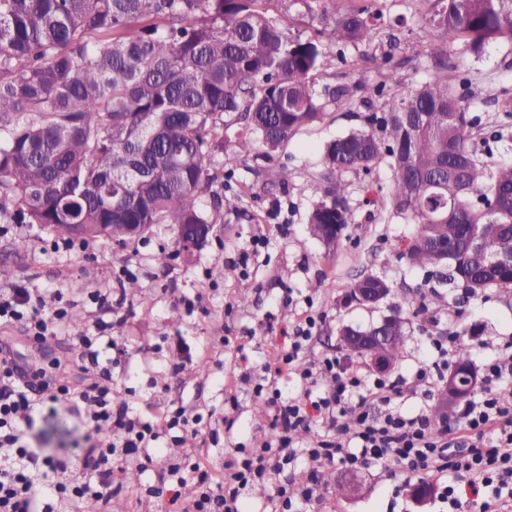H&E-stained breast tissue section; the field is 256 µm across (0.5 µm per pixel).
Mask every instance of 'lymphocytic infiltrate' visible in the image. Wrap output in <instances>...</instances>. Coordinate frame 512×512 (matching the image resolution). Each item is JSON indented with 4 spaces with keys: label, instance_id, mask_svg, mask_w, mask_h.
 I'll use <instances>...</instances> for the list:
<instances>
[{
    "label": "lymphocytic infiltrate",
    "instance_id": "lymphocytic-infiltrate-1",
    "mask_svg": "<svg viewBox=\"0 0 512 512\" xmlns=\"http://www.w3.org/2000/svg\"><path fill=\"white\" fill-rule=\"evenodd\" d=\"M30 301L28 289L1 288L0 319L24 322L31 340L47 343L56 337L62 314L43 312ZM315 327V317L301 312L281 328L280 345L265 356L254 394L273 409L270 441L248 457L226 461L219 482L201 462L191 463V481L172 466L170 479L152 492L164 512H239L244 495L258 484L274 490L271 512H309L323 503L320 470L363 464L395 467L410 479H441L439 499L448 512H461L466 505L475 512H512V391L500 387L512 377V363H486L483 394L461 407L451 436L434 428L426 415L408 418L392 407L400 382L356 366L341 368L334 358L318 367L304 363ZM95 342L92 336L78 339L85 380L79 388L41 363L18 365L0 343V447L12 451L0 459V512H55V501L87 496L109 502L113 463L131 470L148 457L157 436L121 395ZM283 376L299 381L298 395L277 396ZM61 401L82 415L87 428V447L75 468L31 448L18 435L20 426H33L43 407ZM314 426L318 434L300 442V433ZM297 466L310 478L296 487L285 482L284 474Z\"/></svg>",
    "mask_w": 512,
    "mask_h": 512
}]
</instances>
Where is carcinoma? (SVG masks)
I'll use <instances>...</instances> for the list:
<instances>
[{
    "label": "carcinoma",
    "instance_id": "obj_1",
    "mask_svg": "<svg viewBox=\"0 0 512 512\" xmlns=\"http://www.w3.org/2000/svg\"><path fill=\"white\" fill-rule=\"evenodd\" d=\"M270 0H0V220L65 233L106 224L125 245L127 225L219 224L241 197L224 193L240 161L277 150L323 118L315 78L325 44L371 47L383 9L323 4L304 36L271 16ZM430 8L422 28L431 77L382 104L384 116L328 142L327 186L308 216L329 251L351 220L346 173L393 171L392 214L414 226L405 265L474 296L512 287V124L480 137L477 102L448 79L449 49L474 55L512 41V0H409ZM352 111L349 86L329 92ZM380 122L383 138L372 130ZM225 156L221 168L215 156ZM499 156L490 165L484 157ZM210 193L209 205L202 201ZM478 195L483 205L471 202ZM357 288H392L368 275ZM393 363L404 321L387 324ZM471 348L453 374L463 400Z\"/></svg>",
    "mask_w": 512,
    "mask_h": 512
}]
</instances>
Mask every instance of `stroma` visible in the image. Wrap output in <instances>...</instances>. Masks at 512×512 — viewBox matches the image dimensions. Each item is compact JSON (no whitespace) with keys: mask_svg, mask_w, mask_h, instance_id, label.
I'll list each match as a JSON object with an SVG mask.
<instances>
[{"mask_svg":"<svg viewBox=\"0 0 512 512\" xmlns=\"http://www.w3.org/2000/svg\"><path fill=\"white\" fill-rule=\"evenodd\" d=\"M357 55L351 47H327L316 90L348 85L361 100L379 85L381 95L369 97L378 105L395 92L384 81L389 71H397L409 88L430 74L415 26L403 32L392 62L379 59L359 65ZM451 57L460 72L454 81L457 93L474 96L482 127L495 129L503 115L493 99L512 95V42L490 44L478 57L457 45ZM359 123L354 113L331 107L322 122L300 130L278 152L277 162L287 172L282 184L267 180L263 157L240 162L225 184L226 190L241 194L238 210L225 212L216 237L189 263L178 258L164 266L156 262L158 253L174 249L169 224L157 225L146 237L124 246L101 239L69 248L65 235L32 224L0 222V267L10 271L9 277H0V288H28L42 298L45 311L67 312L57 337L44 345H35L19 323L0 326V340L11 345L22 363L57 359L70 365L68 380L78 386L83 382L74 367L78 334L111 336L117 343L108 352L114 360L112 373L121 378L127 400L152 422L158 435L142 471L113 469L112 482L120 490L110 503L97 504V512H159L158 503L140 492L160 484L180 453L203 457L218 476L234 447L248 449L268 440L271 418L252 395L253 381L261 374L258 362L266 353V326L290 319L287 298L314 302L317 329L307 360L317 363L331 356L347 366L354 358L340 348L339 329L366 327L398 314L405 297L422 282L423 273L408 270L400 258L413 227L389 209L388 168L367 176L349 175L352 219L336 250L327 251L307 231L308 214L325 187L323 148ZM254 236L266 239V247L240 259V249ZM370 274L391 281L389 298L376 309L344 305L348 285ZM131 281L137 284L133 293L127 288ZM425 305L406 325L404 357L388 373L389 379H405L409 386L398 399L409 417L440 408L447 370L430 374L424 382L415 378L422 363L432 359L433 340L451 351L459 343L471 344L479 367L489 359L512 356V288H492L468 298L461 289L439 285ZM175 307L181 312L176 324L169 320ZM75 312L82 314L81 323L73 322ZM240 344L249 363L236 354ZM178 408L202 415L216 436L174 445L173 432L160 415ZM58 425L65 427V434H55ZM84 433L80 418L61 406L56 413L36 417L26 440L74 462L82 455ZM411 488L398 471L380 466H338L323 484L334 512H440L436 497L416 504Z\"/></svg>","mask_w":512,"mask_h":512,"instance_id":"1","label":"stroma"}]
</instances>
